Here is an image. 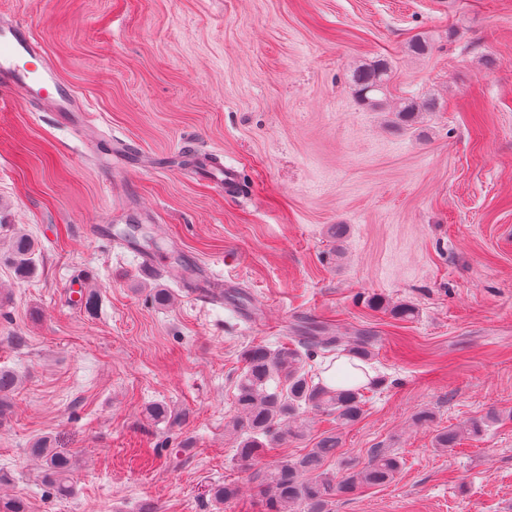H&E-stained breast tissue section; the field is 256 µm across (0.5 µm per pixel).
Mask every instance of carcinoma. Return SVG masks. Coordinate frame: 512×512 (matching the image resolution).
I'll use <instances>...</instances> for the list:
<instances>
[{
  "label": "carcinoma",
  "mask_w": 512,
  "mask_h": 512,
  "mask_svg": "<svg viewBox=\"0 0 512 512\" xmlns=\"http://www.w3.org/2000/svg\"><path fill=\"white\" fill-rule=\"evenodd\" d=\"M391 80L388 61L376 59L355 68L351 75L356 96L364 104L379 107L386 100ZM435 109L432 99L415 101L402 99L395 105L396 117L407 120L421 112ZM8 239L6 251H0V259L8 262L19 278H29L38 270V253L34 241L25 233L8 224L0 226ZM301 349L271 350L257 345L242 354L245 368L236 384V415L229 423L231 431L240 439L236 455L244 466L252 465L263 448L271 443H285L303 433L300 415L311 409L330 412L344 425L357 422L363 415L364 389L380 388L385 379L376 375L368 384L331 387L323 380H314L302 365L305 356L319 351L332 352L336 356L349 358V363L358 370L373 360V336L361 330L356 336L345 340L330 336L319 327L302 331ZM16 383L15 376L0 371V419L8 410L3 394ZM459 440L453 429H445L434 437L435 447L452 449ZM340 448V437L336 434L322 436L315 447L295 459L284 458L254 474L256 488L265 498L269 512H288L295 505H302L306 512H329L328 505L338 494L351 493L361 486H382L400 471L402 461L395 453L377 448L371 452L365 465L336 478L324 469L326 461L336 456ZM30 454L44 463L45 478L56 493L71 492L69 473L71 460L68 456L36 442ZM238 494V486L226 482L213 489L216 504L221 505Z\"/></svg>",
  "instance_id": "1"
}]
</instances>
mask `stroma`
I'll use <instances>...</instances> for the list:
<instances>
[{"label":"stroma","mask_w":512,"mask_h":512,"mask_svg":"<svg viewBox=\"0 0 512 512\" xmlns=\"http://www.w3.org/2000/svg\"><path fill=\"white\" fill-rule=\"evenodd\" d=\"M8 14L156 166L127 174L116 213L103 157L51 113L0 107V222L41 245L35 277L0 264V369L18 376L0 492L28 512H263L226 429L242 352L297 347L309 321L370 331L386 384L355 424L306 412L263 465L332 431L330 472L376 448L403 466L331 512H512V0H0ZM379 58L391 100L435 111L405 123L358 101L350 74ZM204 154L240 169L234 193L198 176ZM152 252L207 267L223 303L143 279ZM448 428L459 445L437 449ZM41 438L71 457V495L29 455ZM225 481L240 491L219 511Z\"/></svg>","instance_id":"1"}]
</instances>
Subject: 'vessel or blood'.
I'll use <instances>...</instances> for the list:
<instances>
[{
	"label": "vessel or blood",
	"instance_id": "vessel-or-blood-1",
	"mask_svg": "<svg viewBox=\"0 0 512 512\" xmlns=\"http://www.w3.org/2000/svg\"><path fill=\"white\" fill-rule=\"evenodd\" d=\"M38 103L61 120H75L84 144L92 151L107 150L120 161V170L152 167V159L135 153L131 144L104 138L90 119L85 103L62 81L29 24L20 18L0 19V100ZM180 281H196L192 295L199 302L217 304L224 300V283L209 272L192 269Z\"/></svg>",
	"mask_w": 512,
	"mask_h": 512
}]
</instances>
